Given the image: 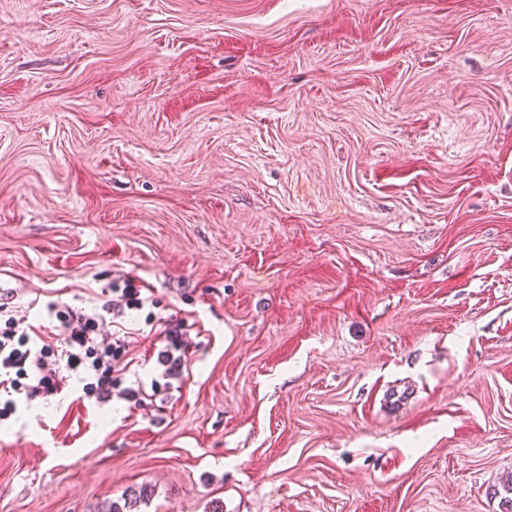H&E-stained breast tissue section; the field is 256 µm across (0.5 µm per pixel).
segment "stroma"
Instances as JSON below:
<instances>
[{
  "mask_svg": "<svg viewBox=\"0 0 512 512\" xmlns=\"http://www.w3.org/2000/svg\"><path fill=\"white\" fill-rule=\"evenodd\" d=\"M127 280L0 512H506L512 0H0V293ZM163 319L154 318V314L149 312L146 316L147 325L151 326L149 334L156 333L158 340L166 342V350L161 356L160 363L165 367V375L167 377L177 376L183 367V357L181 350L183 347L181 326L169 322L162 321ZM164 325V329L157 333V326Z\"/></svg>",
  "mask_w": 512,
  "mask_h": 512,
  "instance_id": "35a3bbf8",
  "label": "stroma"
}]
</instances>
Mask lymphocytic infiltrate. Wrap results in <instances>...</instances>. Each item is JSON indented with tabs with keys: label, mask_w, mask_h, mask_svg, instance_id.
<instances>
[{
	"label": "lymphocytic infiltrate",
	"mask_w": 512,
	"mask_h": 512,
	"mask_svg": "<svg viewBox=\"0 0 512 512\" xmlns=\"http://www.w3.org/2000/svg\"><path fill=\"white\" fill-rule=\"evenodd\" d=\"M77 310L64 302L47 306L50 325L41 328L0 303V422L16 415L21 403L70 391L97 405L111 402L121 379L114 363L122 341L105 338V315L115 307Z\"/></svg>",
	"instance_id": "lymphocytic-infiltrate-1"
}]
</instances>
